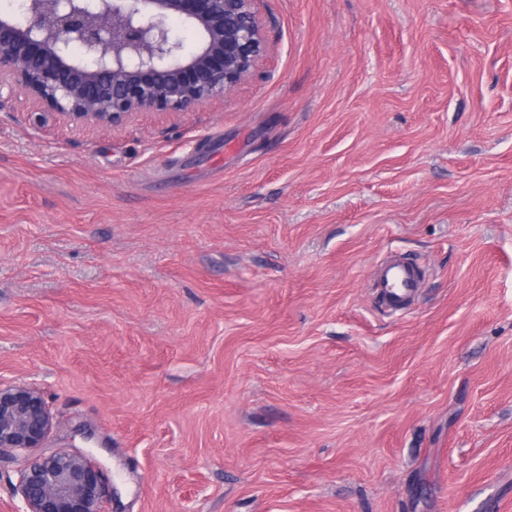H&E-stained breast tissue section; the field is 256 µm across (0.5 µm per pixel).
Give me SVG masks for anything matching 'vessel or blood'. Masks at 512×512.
Segmentation results:
<instances>
[{
    "mask_svg": "<svg viewBox=\"0 0 512 512\" xmlns=\"http://www.w3.org/2000/svg\"><path fill=\"white\" fill-rule=\"evenodd\" d=\"M424 276L417 266L396 252H388L376 265L372 282L384 307L391 312L406 310L421 288Z\"/></svg>",
    "mask_w": 512,
    "mask_h": 512,
    "instance_id": "obj_1",
    "label": "vessel or blood"
}]
</instances>
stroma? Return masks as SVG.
Instances as JSON below:
<instances>
[{"label": "stroma", "mask_w": 512, "mask_h": 512, "mask_svg": "<svg viewBox=\"0 0 512 512\" xmlns=\"http://www.w3.org/2000/svg\"><path fill=\"white\" fill-rule=\"evenodd\" d=\"M222 103L0 110V379L106 512L512 507V0H260ZM424 271L381 307L387 250Z\"/></svg>", "instance_id": "1"}]
</instances>
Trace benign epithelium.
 <instances>
[{
    "label": "benign epithelium",
    "instance_id": "1",
    "mask_svg": "<svg viewBox=\"0 0 512 512\" xmlns=\"http://www.w3.org/2000/svg\"><path fill=\"white\" fill-rule=\"evenodd\" d=\"M0 12V105L24 93L36 120L118 127L142 112L216 104L259 71L269 45L258 0H26ZM197 35L186 48L169 20ZM53 428L41 392L0 380V453L42 447ZM24 512H106L110 487L90 455L27 457Z\"/></svg>",
    "mask_w": 512,
    "mask_h": 512
}]
</instances>
